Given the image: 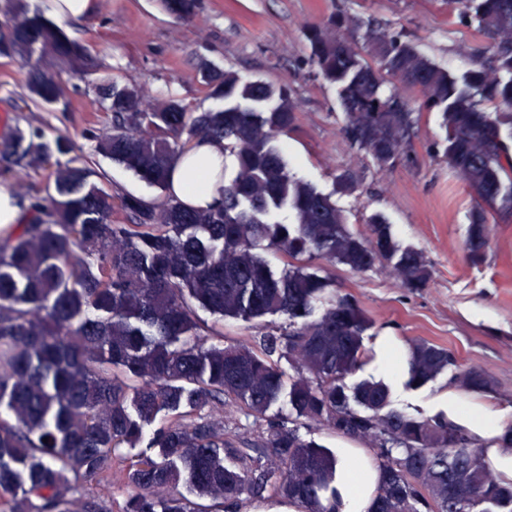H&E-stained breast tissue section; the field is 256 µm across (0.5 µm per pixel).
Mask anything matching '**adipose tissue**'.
Returning <instances> with one entry per match:
<instances>
[{
  "label": "adipose tissue",
  "mask_w": 512,
  "mask_h": 512,
  "mask_svg": "<svg viewBox=\"0 0 512 512\" xmlns=\"http://www.w3.org/2000/svg\"><path fill=\"white\" fill-rule=\"evenodd\" d=\"M224 185V145L213 142L192 148L178 155L172 166L170 193L186 206L208 209L221 198ZM408 351L393 339L385 337L381 344L378 375L383 376L390 388L402 390L407 379ZM436 405L447 408L454 419H464L474 432L485 440V460L493 465L502 479L512 480V448L503 447L498 439L503 435L500 411L487 406H469L452 389L437 394ZM342 464L337 468L336 486L339 496L336 512H372L381 478L364 450L341 448L337 451Z\"/></svg>",
  "instance_id": "obj_1"
}]
</instances>
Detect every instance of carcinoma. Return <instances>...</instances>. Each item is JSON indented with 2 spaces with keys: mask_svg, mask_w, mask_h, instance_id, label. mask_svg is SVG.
<instances>
[{
  "mask_svg": "<svg viewBox=\"0 0 512 512\" xmlns=\"http://www.w3.org/2000/svg\"><path fill=\"white\" fill-rule=\"evenodd\" d=\"M474 14L485 54L462 80L452 78L399 33H366L365 54L336 19L307 29L310 62L339 86L346 134L380 163L408 156L416 110L401 88L419 90L424 105L442 112L444 156L476 206L466 248L483 258L487 212L512 215V0H458ZM187 19L198 0H161ZM50 54L86 73L92 58L39 9L0 0V54L30 61V92L46 104L62 97L57 79L32 60ZM206 83L219 109L193 112L170 97L141 107L137 90L107 81L97 86L112 132L96 148L148 185L168 190L174 158L201 142H224L238 172L224 182L222 203L189 209L172 197L147 207L131 196L120 205L130 224L112 223V195L88 181L86 169L53 172L47 196L23 210L17 232L0 237V495L11 512H90L71 496L122 465L129 494L118 512H198L183 496L160 491L185 484L227 507L244 494L284 497L303 512H331L336 455L292 428L269 426L265 447L274 462L237 471L224 464V406L242 403L259 419L282 391L270 356L284 349L299 377L290 403L300 417L327 422L345 437L370 438L383 481L376 512H485L477 500L512 512V484L484 465L469 430L445 416L417 420L389 409L380 381L345 392L346 375L365 362L363 334L370 325L350 298L333 300L309 321L325 281L302 265L276 278L256 253L261 245L298 259L321 256L355 272L379 258H397L407 288L429 279L423 255L402 249L381 220L372 238L350 233L331 197L294 177L279 139L296 123L291 95L262 80L213 72ZM70 151L66 138L16 128L0 137V176L37 171ZM287 208L295 222H271ZM221 317L283 314L301 323L258 344L216 346L197 332L193 306ZM473 392L492 390L482 368L461 369L453 350L425 340L412 344L409 382L423 384L444 371ZM219 416H202L204 409ZM151 429L155 457L126 462L121 448L136 447ZM48 442H43V439Z\"/></svg>",
  "mask_w": 512,
  "mask_h": 512,
  "instance_id": "cac0c4a2",
  "label": "carcinoma"
}]
</instances>
